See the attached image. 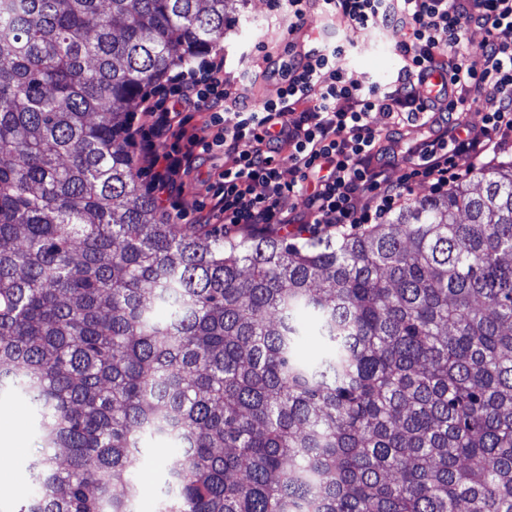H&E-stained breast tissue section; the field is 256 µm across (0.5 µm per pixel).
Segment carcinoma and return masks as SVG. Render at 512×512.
I'll use <instances>...</instances> for the list:
<instances>
[{"label": "carcinoma", "instance_id": "1", "mask_svg": "<svg viewBox=\"0 0 512 512\" xmlns=\"http://www.w3.org/2000/svg\"><path fill=\"white\" fill-rule=\"evenodd\" d=\"M246 0H0V512H512V160L339 241L224 240L140 192L145 86ZM326 343L298 355L307 320ZM33 423L18 397L2 395L0 398V436L2 440H17L5 464L0 466V497H11L27 479L26 465L37 453V439ZM17 433H19L17 435ZM177 460L174 452H159L149 456L138 476L139 493L137 508L139 512H155L160 494L161 481L165 472Z\"/></svg>", "mask_w": 512, "mask_h": 512}]
</instances>
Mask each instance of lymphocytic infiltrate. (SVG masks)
<instances>
[{"label":"lymphocytic infiltrate","instance_id":"obj_1","mask_svg":"<svg viewBox=\"0 0 512 512\" xmlns=\"http://www.w3.org/2000/svg\"><path fill=\"white\" fill-rule=\"evenodd\" d=\"M291 32L319 14L346 19L350 30L376 17L401 35L400 66L388 87L365 89L339 59L346 43L313 38L294 52L288 79L253 107L229 88L224 53L216 49L192 69L170 75L161 95L144 99L130 128L146 191L168 220L186 204L181 187L202 155L221 153L224 169L194 200L197 221L271 236L295 224L313 234L349 235L380 224L423 182L447 192L488 154L512 150V0H285ZM486 33L472 48L470 30ZM493 96V111L480 109ZM206 113L203 126L189 115ZM419 123L425 139L401 145L398 128ZM250 150H241V143ZM401 158L405 177L387 169ZM293 177L283 181L281 167ZM302 209H284L288 196Z\"/></svg>","mask_w":512,"mask_h":512}]
</instances>
